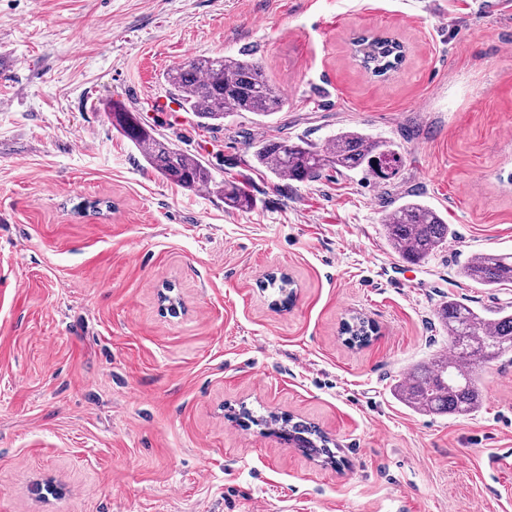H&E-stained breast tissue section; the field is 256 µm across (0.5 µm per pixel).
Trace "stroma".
Returning <instances> with one entry per match:
<instances>
[{
  "label": "stroma",
  "mask_w": 512,
  "mask_h": 512,
  "mask_svg": "<svg viewBox=\"0 0 512 512\" xmlns=\"http://www.w3.org/2000/svg\"><path fill=\"white\" fill-rule=\"evenodd\" d=\"M362 32L407 46L387 78ZM239 54L293 92L269 123L154 107L187 56ZM115 102L253 207L166 181ZM346 127L398 144L390 182L252 160ZM411 190L454 229L418 264L382 227ZM490 251L512 252V0H0V512H512V353L472 415L394 394L447 352L448 297L512 311V286L459 275ZM291 430V431H290ZM288 430V434L293 435L294 441L299 448H301L306 454L310 456H324L325 462L332 464L334 456L329 448H327V440L321 433H317L315 430L303 425L294 424L291 429ZM315 436L316 438H312ZM310 437V438H309ZM318 442L320 445H318Z\"/></svg>",
  "instance_id": "obj_1"
}]
</instances>
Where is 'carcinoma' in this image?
Masks as SVG:
<instances>
[{
  "label": "carcinoma",
  "mask_w": 512,
  "mask_h": 512,
  "mask_svg": "<svg viewBox=\"0 0 512 512\" xmlns=\"http://www.w3.org/2000/svg\"><path fill=\"white\" fill-rule=\"evenodd\" d=\"M361 67L385 77L402 64L403 44L383 36L360 37L353 42ZM166 82L182 107L194 114L198 125L214 127L224 119L248 112L266 119L283 111L285 98L270 84L263 67L233 56H193L169 70ZM112 126L125 136L146 162L167 181L190 191L216 189L224 203L237 210L252 207L253 199L229 183L218 184L210 168L169 141H162L140 114L120 103L109 107ZM256 165L275 178L297 183L313 182L325 172L364 168L381 180L400 159L393 145L376 141L357 130H344L320 147L300 137L264 138L254 147ZM392 250L411 263H420L448 246L452 229L434 209L407 194L383 224ZM460 275L486 288L512 284V253L482 252L460 270ZM438 320L448 334V355L436 356L396 386L395 395L409 408L432 415L468 416L483 402L477 374L482 363L512 351V311L500 309L492 316L450 298L438 310ZM350 339L364 343L369 328L361 318L347 326ZM289 434L310 456L333 463L324 436L303 424Z\"/></svg>",
  "instance_id": "1"
}]
</instances>
